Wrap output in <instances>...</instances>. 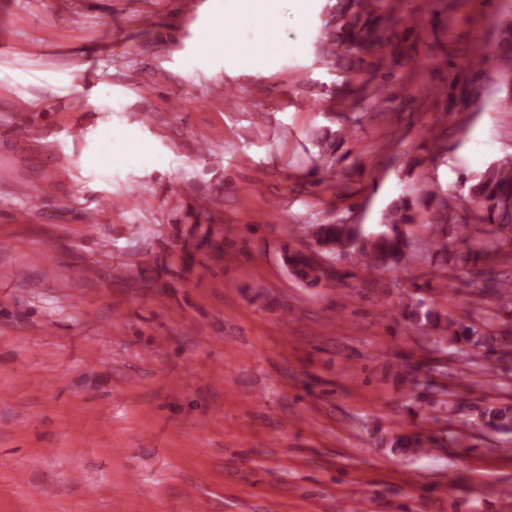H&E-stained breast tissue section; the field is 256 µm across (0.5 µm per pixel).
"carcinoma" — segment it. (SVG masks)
<instances>
[{
    "label": "carcinoma",
    "mask_w": 512,
    "mask_h": 512,
    "mask_svg": "<svg viewBox=\"0 0 512 512\" xmlns=\"http://www.w3.org/2000/svg\"><path fill=\"white\" fill-rule=\"evenodd\" d=\"M396 24L399 17L394 7L387 0H336L327 8L325 18V51L327 63L340 61L349 56L358 58L359 71L369 74L366 83H371L378 68L364 60V56L383 54L392 44L385 36L384 23ZM493 64L504 76L512 77V20L502 24L493 49L474 54L468 58L470 67H483ZM468 185L467 201L470 212L482 223L490 225L489 237L480 242H470L464 234L469 224V216H461L453 210L452 204L440 194V187L429 181L423 182L420 196L411 199L400 197L392 202L384 213V225L389 231L368 236L359 224H306L305 236L322 246L330 247V252L352 250L365 259L375 269L391 265L399 267L409 264L417 258L414 249L406 244L405 232L401 227L414 224L419 215H424L426 223L435 226L441 236L433 239L435 253L445 252L448 258V240L445 238L448 228L452 227L466 245V251L456 255L454 265L462 269L468 266L478 268L483 263L487 268L477 272L468 281L472 293L481 296L495 291L500 300V310L488 317L484 327L461 324L455 330L441 326V315L425 307L423 300L410 301L404 306L407 318L420 326V330L435 333L431 342L436 348L445 344L466 349L484 350V360L490 363L488 369L496 373L499 365L506 363V357L512 353L509 332L497 333L491 330L493 321L500 318L502 311L512 317V296L508 289L512 286L506 280L498 279L489 263L504 254V248H512V162L505 161L487 168ZM191 239L184 242L182 250L187 260L194 258L195 252L211 249L224 237V229L214 223L211 211L194 216ZM288 267L293 275L301 281L312 285L321 280L319 269L311 264L309 256L301 251L287 258ZM477 423L475 426L494 432L512 433V406L486 404L476 407ZM392 447L405 455L430 452L422 447L421 434L399 435L392 442Z\"/></svg>",
    "instance_id": "1"
}]
</instances>
